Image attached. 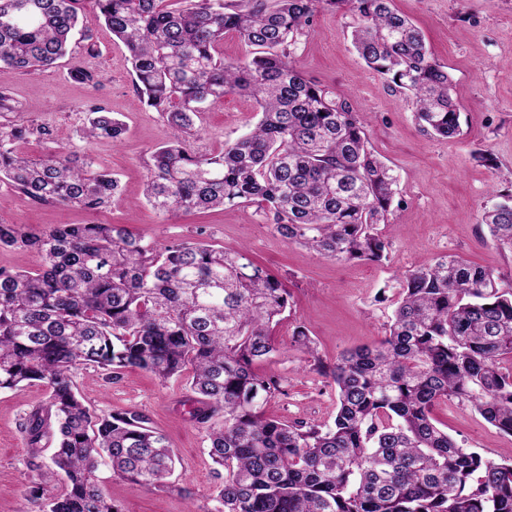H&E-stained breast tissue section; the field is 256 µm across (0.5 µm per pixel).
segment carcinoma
<instances>
[{"instance_id":"cac0c4a2","label":"carcinoma","mask_w":512,"mask_h":512,"mask_svg":"<svg viewBox=\"0 0 512 512\" xmlns=\"http://www.w3.org/2000/svg\"><path fill=\"white\" fill-rule=\"evenodd\" d=\"M91 3L85 13L84 2ZM322 10L358 16L352 45L370 69L407 91L427 133L462 132L447 67L392 0H0V68L38 74L69 51L85 20L127 49L135 90L174 130L151 154L143 196L162 214L256 203L276 234L337 261L387 258L376 232L397 177L368 147L359 113L310 81L293 56ZM254 48L226 59L224 34ZM229 94L255 99L245 135L206 154L186 144L200 115ZM89 138L122 139L105 106L88 107ZM34 133L0 121V182L35 202L97 212L119 190L112 173L60 150L31 159ZM481 223L512 250V194L484 206ZM38 257L31 271L0 268V391L41 382L46 401L22 430L35 465L26 498L41 512H120L94 481L113 474L157 488L174 472L166 435L133 409L92 413L74 374L127 370L162 382L191 375L193 417L224 469L203 512H512V458L459 446L433 417L441 402L468 404L512 436V291L493 271L444 254L406 274L389 334L317 372L336 391L330 424L284 422L263 407L279 385L255 370L277 352L271 325L287 311L285 284L244 247L206 242L159 247L118 224H60L44 233L0 220V248Z\"/></svg>"}]
</instances>
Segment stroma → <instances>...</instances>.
I'll use <instances>...</instances> for the list:
<instances>
[{"mask_svg": "<svg viewBox=\"0 0 512 512\" xmlns=\"http://www.w3.org/2000/svg\"><path fill=\"white\" fill-rule=\"evenodd\" d=\"M395 8L423 31L434 58L447 67L461 112L462 135L442 139L423 132L413 116L409 93L389 85L367 69L351 45L358 22L345 11H323L313 19L295 63L304 76L328 86L359 112L370 148L397 177L395 203L379 233L390 242L389 259L345 263L317 256L278 236L254 204L221 210L162 215L143 201L151 151L173 131L158 112L141 105L128 53L105 28L92 29L96 55L80 43L56 67L39 75L0 68V88L8 90L16 110L36 132L24 152L44 158L65 147L78 159H92L112 170L120 192L111 206L92 215L55 203H37L0 182V220L41 233L59 224H121L159 245L207 241L215 246H247L255 262L283 279L291 308L272 328L277 350L256 370L278 381L280 392L264 407L267 417L288 422L330 421L336 395L316 372L345 351L386 335L400 284L408 271L431 264L443 253L490 268L499 288L512 289V251L500 248L480 222L490 191H512V0H394ZM75 69L93 71L96 81L71 79ZM99 101L120 115L127 130L120 142L89 140L82 128L87 105ZM254 100L226 96L197 121L190 144L218 153L225 142L243 135L255 120ZM46 135H39V128ZM485 150L494 166L475 160ZM304 326L314 342L302 353L292 335ZM85 403L96 413L134 408L164 432L177 459L172 489H145L115 477L108 458L95 472L100 488L121 512H186L206 506L220 478L208 454L206 431L191 420V393L184 381H159L142 371L116 379L87 369L75 377ZM48 389L34 384L0 392V512H36L25 489L36 471L22 432L25 414L45 400ZM440 428L460 446L489 458L512 448L469 406H437ZM186 486L195 493L185 500Z\"/></svg>", "mask_w": 512, "mask_h": 512, "instance_id": "1", "label": "stroma"}]
</instances>
